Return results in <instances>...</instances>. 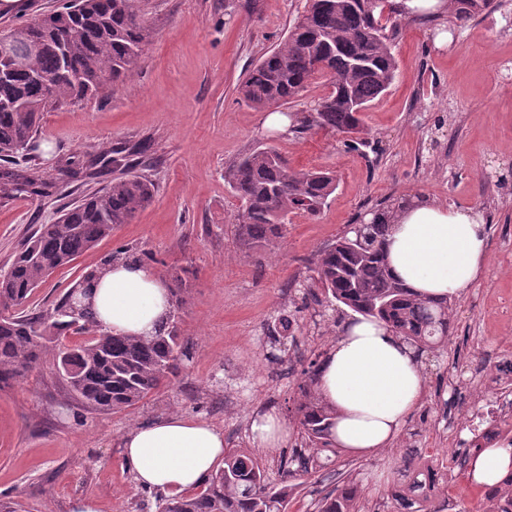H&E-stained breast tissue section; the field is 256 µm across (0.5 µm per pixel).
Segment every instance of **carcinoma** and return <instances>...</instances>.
Here are the masks:
<instances>
[{
	"label": "carcinoma",
	"mask_w": 512,
	"mask_h": 512,
	"mask_svg": "<svg viewBox=\"0 0 512 512\" xmlns=\"http://www.w3.org/2000/svg\"><path fill=\"white\" fill-rule=\"evenodd\" d=\"M492 7V0H451L450 17L459 23ZM399 12L389 0H306L287 37L268 52L238 85L241 99L255 109L287 103L314 79L325 77L331 91L310 112L293 115L290 132L314 127L336 134L364 133L362 112L380 99L395 80L398 63L393 40ZM0 33L23 50L36 43L34 55L9 63L0 80V193L30 190L50 195L56 182L46 181L31 166L26 146L35 143L40 119L50 107L94 97L110 85L130 80L139 66L153 28L140 0H66L57 10ZM54 78L44 91L34 80ZM152 147L140 143L84 158L61 159L58 175L68 181L92 179L108 154L148 159ZM224 182L240 201L234 238L247 252L277 254L288 215L316 216L336 190L330 171L297 169L275 150L255 147L224 171ZM144 175L125 174L79 203L60 211L51 224H41L16 252L10 270L0 275V384L36 369L47 354L72 391L89 406L120 412L133 408L164 386L183 355L177 327L167 322L149 337L113 335L102 329L88 288L94 272L75 284L79 317L64 314L69 294L52 307L24 313L32 291L54 271L129 224L154 196ZM391 211L371 213L361 233L350 231L323 248L315 283L352 311L376 318L416 344L439 346L448 339V300L420 299L390 272L385 242ZM316 362L299 386L297 420L308 440L280 466L275 482L255 450H224V466L189 495L163 498L158 512H288L298 484L288 478L320 471L325 452L336 453L331 436L333 412L318 396ZM295 469H290V466ZM512 498V473L484 488L483 512H502L499 499ZM398 512H440L439 504L421 495L409 481L391 490ZM318 512H362L360 492L347 484L328 492Z\"/></svg>",
	"instance_id": "cac0c4a2"
}]
</instances>
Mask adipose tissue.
Wrapping results in <instances>:
<instances>
[{
	"label": "adipose tissue",
	"instance_id": "obj_1",
	"mask_svg": "<svg viewBox=\"0 0 512 512\" xmlns=\"http://www.w3.org/2000/svg\"><path fill=\"white\" fill-rule=\"evenodd\" d=\"M392 222L389 267L417 295L458 297L480 278L487 230L478 212L415 196L393 212ZM92 303L103 328L124 336L154 335L172 310L169 285L130 260L98 273ZM316 387L335 412L336 446L364 458L389 446L425 397L418 350L385 323L360 315L344 324L328 350ZM121 446L140 486L181 494L208 478L225 443L223 432L206 421L172 413L134 427ZM511 473L512 448L496 445L471 455L466 478L481 488Z\"/></svg>",
	"mask_w": 512,
	"mask_h": 512
}]
</instances>
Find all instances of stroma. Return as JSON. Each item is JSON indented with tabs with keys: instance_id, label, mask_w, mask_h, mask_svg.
<instances>
[{
	"instance_id": "1",
	"label": "stroma",
	"mask_w": 512,
	"mask_h": 512,
	"mask_svg": "<svg viewBox=\"0 0 512 512\" xmlns=\"http://www.w3.org/2000/svg\"><path fill=\"white\" fill-rule=\"evenodd\" d=\"M304 0H142L154 29L131 81L45 112L41 175L63 156L147 140L153 157L137 171L155 184L153 201L110 238L55 271L28 300L52 307L65 289L103 267L118 246L152 252L151 271L181 279L177 326L186 355L169 387L136 408L86 407L51 360L0 387V512H72L80 498L98 512H156L158 493L138 486L120 441L133 427L170 413L204 420L231 448L254 446L256 413L275 409L289 424L286 444L257 450L270 474L305 445L296 419L303 372L335 342L347 307L304 294L319 249L359 216L398 196L479 211L487 227L483 277L450 302L445 346L424 350L423 405L395 443L369 459L338 452L302 478L289 512H316L334 487L358 484L364 512H390L387 498L406 462L459 452L473 412L499 418L496 393L477 380L494 359L512 355V0L464 24L403 18L395 40L396 78L364 114L371 151L349 150L342 135L262 130V110L237 86L284 38ZM276 149L297 169L334 171L338 186L317 217L289 215L279 253L257 260L231 235L240 203L224 171L257 146ZM58 184L52 196L0 198V270L36 225L65 204L119 176ZM296 314L293 339L268 323Z\"/></svg>"
}]
</instances>
